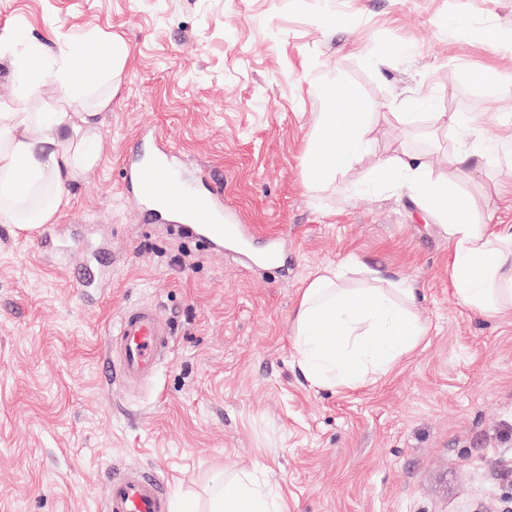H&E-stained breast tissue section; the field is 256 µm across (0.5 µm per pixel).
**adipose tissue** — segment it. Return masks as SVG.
I'll return each instance as SVG.
<instances>
[{
  "instance_id": "ef3b65f1",
  "label": "adipose tissue",
  "mask_w": 512,
  "mask_h": 512,
  "mask_svg": "<svg viewBox=\"0 0 512 512\" xmlns=\"http://www.w3.org/2000/svg\"><path fill=\"white\" fill-rule=\"evenodd\" d=\"M9 56L18 97L0 103V224L20 229L53 223L69 202V188L101 158L97 119L112 107L129 57L120 36L90 33L59 44L52 58L43 46ZM315 94L323 110L307 148L309 177L318 183L358 163L371 149L370 114L350 86L324 82ZM483 113L452 112L449 129L460 132L449 155L454 180L429 176V155L401 149L374 167L377 181L416 193L423 207L448 229L451 286L467 308L494 315L512 311V225L488 224L459 188L472 169L498 147L488 139ZM356 262L318 270L295 311L293 358L314 387L353 390L387 376L416 347L424 326L409 308L413 290L399 283L385 290L360 277ZM208 512H288L282 490L242 473L220 478Z\"/></svg>"
}]
</instances>
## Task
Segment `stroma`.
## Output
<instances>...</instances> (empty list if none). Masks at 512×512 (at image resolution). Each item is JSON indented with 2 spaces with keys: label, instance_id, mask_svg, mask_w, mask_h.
I'll return each instance as SVG.
<instances>
[{
  "label": "stroma",
  "instance_id": "obj_1",
  "mask_svg": "<svg viewBox=\"0 0 512 512\" xmlns=\"http://www.w3.org/2000/svg\"><path fill=\"white\" fill-rule=\"evenodd\" d=\"M342 27L328 29L327 14ZM462 15L460 26L448 19ZM512 0H0V34L46 44L90 32L130 55L102 157L70 189L58 223L80 224L65 254L0 224V512H105L113 470H151L165 512L205 502L227 472L282 489L288 512H504L512 505V314L460 304L448 231L376 157L432 138L430 172L457 173L448 112H492L512 128ZM354 87L372 113L369 156L311 185L306 149L321 82ZM413 123L392 119L420 93ZM155 133L182 173H212L255 245L282 238L288 269L253 267L198 235L142 222L123 159ZM483 221L512 225V156L464 185ZM103 259L91 298L74 283ZM356 259L415 290L421 343L354 391L310 387L291 339L304 285ZM149 301L174 326L155 377L107 382L104 348L120 312Z\"/></svg>",
  "mask_w": 512,
  "mask_h": 512
}]
</instances>
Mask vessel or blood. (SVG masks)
Listing matches in <instances>:
<instances>
[{
    "label": "vessel or blood",
    "instance_id": "b4317fda",
    "mask_svg": "<svg viewBox=\"0 0 512 512\" xmlns=\"http://www.w3.org/2000/svg\"><path fill=\"white\" fill-rule=\"evenodd\" d=\"M173 154L157 141H140L135 156L123 166L124 191L133 196L143 218L190 224L210 243L244 245L240 225L226 214L224 193L214 184L198 190L184 182ZM173 340V328L151 303L126 306L107 344L114 384L134 389L157 373ZM161 484L148 472L126 468L115 472L108 486L106 512H164Z\"/></svg>",
    "mask_w": 512,
    "mask_h": 512
}]
</instances>
